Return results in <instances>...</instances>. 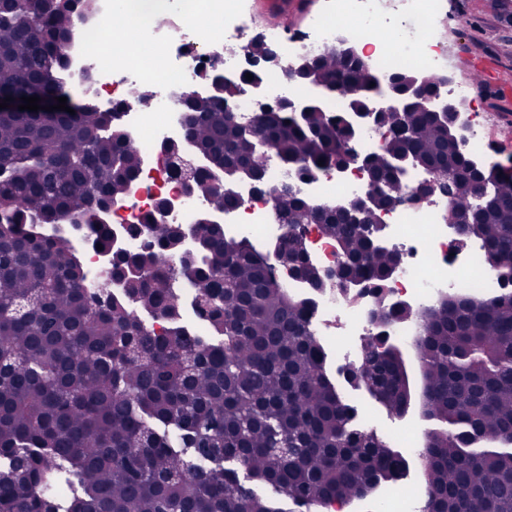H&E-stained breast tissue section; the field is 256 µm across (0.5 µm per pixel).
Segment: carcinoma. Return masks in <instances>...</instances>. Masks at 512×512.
Listing matches in <instances>:
<instances>
[{"instance_id": "obj_1", "label": "carcinoma", "mask_w": 512, "mask_h": 512, "mask_svg": "<svg viewBox=\"0 0 512 512\" xmlns=\"http://www.w3.org/2000/svg\"><path fill=\"white\" fill-rule=\"evenodd\" d=\"M81 2L0 0V98L70 97L58 75ZM298 79L342 95L376 82L334 51L303 64ZM245 83L183 97L187 137L210 168L245 171L262 189L271 156L308 174L347 160L351 114L285 103L240 120L224 102ZM67 106L75 114L0 112V210L9 213L0 220V512H306L397 478L398 452L352 428L307 302L248 241L208 224L193 262L173 265L179 228L148 215L135 228L146 247L112 254L91 288L65 239L28 231L76 214L110 251L99 217L140 172L133 138L108 113ZM382 127L392 136L366 160L374 204L360 219L288 191L281 223L320 225L343 255L339 279L382 288L396 263L372 248L367 225L408 193L391 161L409 155L448 176V223L461 240H480L494 269L512 265V173L478 167L438 112H386ZM190 182L209 209L238 207L206 171ZM279 250L296 276L325 287L297 232ZM183 286L195 291L203 334L179 321ZM363 350L374 398L403 416L418 397L446 425L424 448L423 512H512V290L424 314L418 383L398 345L372 336Z\"/></svg>"}]
</instances>
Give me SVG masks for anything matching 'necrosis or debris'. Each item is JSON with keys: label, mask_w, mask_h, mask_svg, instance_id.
Instances as JSON below:
<instances>
[{"label": "necrosis or debris", "mask_w": 512, "mask_h": 512, "mask_svg": "<svg viewBox=\"0 0 512 512\" xmlns=\"http://www.w3.org/2000/svg\"><path fill=\"white\" fill-rule=\"evenodd\" d=\"M149 26L135 30L142 50L151 56L150 69L132 63L122 47L105 48L88 40L90 32L120 17V0H91L87 11L77 15L78 37L67 51L68 66L61 81L78 97L115 105L128 104L121 123L146 162L125 198L113 205L108 218L115 247L135 251L143 239L126 234L127 226L154 212L162 224H191L203 209L202 200L191 194L170 172L159 147L176 141L185 152L194 146L185 135L183 93L201 82L213 69L236 78L244 69L242 48L253 39L241 0H137ZM441 15V0H327L308 30L298 36L274 38L284 63L265 68L259 91L245 89L230 104L233 112L251 116L257 100L277 106L284 99L302 96L307 88L295 80L294 63L314 58L350 43L374 73L379 85H387L405 73H427L439 79L437 94L462 103L470 118L464 149L475 159L487 151L491 117L472 98L469 85L455 78L447 51L434 35ZM288 184L315 204L333 205L356 199L369 183L366 168L352 166L344 176L319 172L309 176L292 168L268 174L269 186ZM448 197L411 200L385 209L379 221L388 232V247L398 256V266L382 292L367 290L360 300L350 299L342 288H311L302 279L287 278L288 290L307 301L313 333L319 337L328 360L337 368L356 365L368 337L381 335L414 345L420 335L418 322L427 310L444 300L470 298L492 302L505 291V277L492 270L481 242H464L447 222ZM68 244L90 283H97L108 268L104 253L89 246V227H68ZM284 231L277 224L264 194L252 193L235 218L225 224L224 234L249 241L266 251ZM407 309L404 320L378 322V309ZM367 431L388 437L406 462L396 480L378 483L351 502L336 501L329 512H422L420 499L409 489L420 471L422 453L414 421L383 417L367 411L362 415Z\"/></svg>", "instance_id": "1"}]
</instances>
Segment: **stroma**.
Instances as JSON below:
<instances>
[{"label":"stroma","mask_w":512,"mask_h":512,"mask_svg":"<svg viewBox=\"0 0 512 512\" xmlns=\"http://www.w3.org/2000/svg\"><path fill=\"white\" fill-rule=\"evenodd\" d=\"M250 24L267 32L270 12L282 14V27L306 29L325 0H243ZM448 18L435 33L448 49L452 71L471 83L494 115L492 143L501 161L512 159V12L503 0H447Z\"/></svg>","instance_id":"1"}]
</instances>
